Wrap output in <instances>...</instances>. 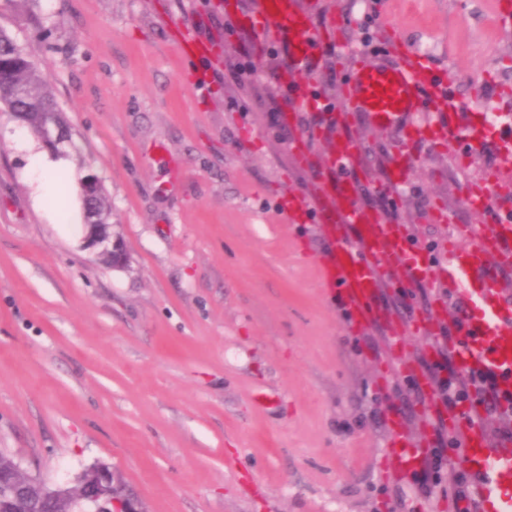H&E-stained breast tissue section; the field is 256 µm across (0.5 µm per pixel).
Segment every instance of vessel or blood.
I'll return each mask as SVG.
<instances>
[{
  "instance_id": "obj_1",
  "label": "vessel or blood",
  "mask_w": 512,
  "mask_h": 512,
  "mask_svg": "<svg viewBox=\"0 0 512 512\" xmlns=\"http://www.w3.org/2000/svg\"><path fill=\"white\" fill-rule=\"evenodd\" d=\"M264 23L288 35V57L295 69L306 70L323 35L297 0H262ZM390 61L369 63L353 70L346 84L343 108L364 113L377 128L399 131L402 141L429 135L432 142H448L469 151L489 141L498 145V170L512 172V117L504 116L490 127L483 114L472 111L460 118L448 109L444 86L432 74L426 59L391 44ZM428 99L430 114L424 125L411 117ZM360 148L350 139L334 144L328 165L336 174L330 185L336 193V210L312 209L288 194L280 206L289 221L328 228L326 252L320 261L324 288L335 293L352 326L361 328L373 318V301L382 288L380 272L390 257L404 259L409 275L438 268L442 286L457 302L461 326L459 366L465 370H491L497 378L503 406L512 405V296L497 286L492 266L483 255L488 247L502 249L512 240V189L501 181L486 182L468 198L471 208L492 218L491 225H468L456 242L435 251L393 229L361 209L359 186L350 172L359 161ZM390 446L400 464L415 470L419 449L402 435ZM465 460L476 475L479 488L492 512H512V442L492 444L482 429L465 436Z\"/></svg>"
}]
</instances>
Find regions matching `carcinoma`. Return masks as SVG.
Listing matches in <instances>:
<instances>
[{"label":"carcinoma","instance_id":"carcinoma-1","mask_svg":"<svg viewBox=\"0 0 512 512\" xmlns=\"http://www.w3.org/2000/svg\"><path fill=\"white\" fill-rule=\"evenodd\" d=\"M0 105L5 106L31 134L38 135L44 126H56L65 135L70 132L64 123L48 88V81L34 60L6 32L0 30ZM94 219L100 224L110 221L103 190L93 202ZM0 473H7L15 482L0 485V512H86L85 490L81 478L65 489L21 474L15 460L0 454Z\"/></svg>","mask_w":512,"mask_h":512}]
</instances>
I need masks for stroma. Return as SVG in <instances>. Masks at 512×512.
Here are the masks:
<instances>
[{"mask_svg":"<svg viewBox=\"0 0 512 512\" xmlns=\"http://www.w3.org/2000/svg\"><path fill=\"white\" fill-rule=\"evenodd\" d=\"M236 2L232 16L224 0H0V30L48 78L76 174L98 177L127 250L106 266L82 247L81 211L58 223L64 195L34 200L31 136L0 106V452L49 484L108 464L145 512H455L447 483L422 494L388 446L398 431L430 449L426 466L459 461L463 428L429 371L452 307L441 289L387 285L350 328L320 281V229L285 223L278 203L319 200L347 137L371 214L388 192L397 226L433 248L449 225L483 223L465 188L494 179V147H404L361 113L330 116L347 75L384 53V20L453 102L495 111L512 86L496 9L512 0H298L335 31L289 88L285 41L240 26L259 0ZM178 27L209 57L185 56ZM305 88L326 111L292 113Z\"/></svg>","mask_w":512,"mask_h":512,"instance_id":"35a3bbf8","label":"stroma"}]
</instances>
